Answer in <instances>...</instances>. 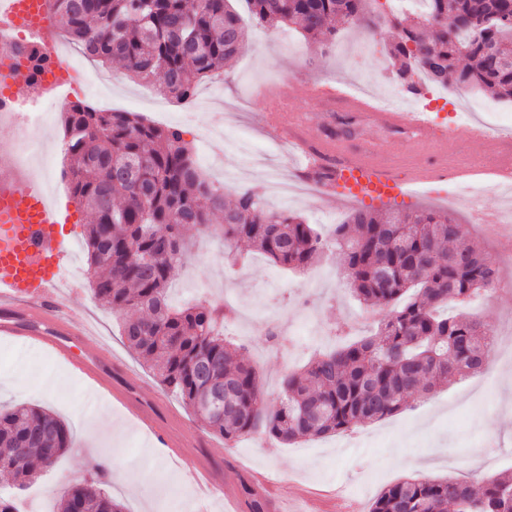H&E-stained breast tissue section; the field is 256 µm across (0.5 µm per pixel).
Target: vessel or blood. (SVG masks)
I'll list each match as a JSON object with an SVG mask.
<instances>
[{
	"label": "vessel or blood",
	"instance_id": "b4317fda",
	"mask_svg": "<svg viewBox=\"0 0 512 512\" xmlns=\"http://www.w3.org/2000/svg\"><path fill=\"white\" fill-rule=\"evenodd\" d=\"M9 18L19 27L38 36L48 56L56 54L54 21L46 0H10ZM64 68L55 61L46 70L45 92L55 90ZM380 125L413 134L422 145L451 143L458 137L457 127L440 129L420 112H377ZM477 154L471 169L487 170V155L512 150V137L490 139L479 130L469 132ZM305 159V175L314 178L316 170L327 167L329 177L322 188L327 196L344 195L360 202H388L398 197L401 186L390 167L369 152L355 151L343 157L334 147L312 144L304 134L294 137ZM0 152V336H28L60 361L69 360L71 342L88 343L92 334L84 315L71 302V289L61 278L66 261L62 248L63 229L72 213L68 204L50 201L37 178L15 167ZM74 368L103 393H111L103 354L82 358ZM147 428L172 458L186 461L190 473L199 482L201 492H209L214 482L208 465L189 457L183 435L169 422L148 419Z\"/></svg>",
	"mask_w": 512,
	"mask_h": 512
}]
</instances>
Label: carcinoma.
<instances>
[{
	"label": "carcinoma",
	"instance_id": "carcinoma-1",
	"mask_svg": "<svg viewBox=\"0 0 512 512\" xmlns=\"http://www.w3.org/2000/svg\"><path fill=\"white\" fill-rule=\"evenodd\" d=\"M255 23L293 25L310 40H335L336 25L370 36L390 26L394 82L420 93L415 76L436 85L489 92L512 101V0H426L418 22L381 19L373 0H244ZM56 26L92 59L121 62L134 76L163 79V93L187 102L198 83L224 69L242 49L245 24L231 0H51ZM28 83L50 60L39 43L27 48ZM69 184L90 211L86 240L94 298L124 311L121 336L166 390L226 440L261 429L294 444L397 414L409 397L489 367L491 324L460 308L499 284V272L475 245L459 246L464 225L431 208L350 211L325 239L302 217L271 210L239 188L224 202V185L207 178L185 131L132 112L74 104L63 116ZM222 214V223L213 216ZM224 240L236 265L246 241L275 266L304 271L336 252L340 274L358 300L387 313L376 335L312 358L285 377L269 400L255 368L216 329L210 302L175 307L169 284L187 255L184 229ZM67 425L46 408H0V471L24 489L71 447ZM240 493L250 512L267 502L246 479ZM124 512L103 482L76 485L59 502L74 512ZM512 512V478L414 476L387 486L370 512Z\"/></svg>",
	"mask_w": 512,
	"mask_h": 512
}]
</instances>
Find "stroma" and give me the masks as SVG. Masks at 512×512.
I'll return each mask as SVG.
<instances>
[{
	"label": "stroma",
	"mask_w": 512,
	"mask_h": 512,
	"mask_svg": "<svg viewBox=\"0 0 512 512\" xmlns=\"http://www.w3.org/2000/svg\"><path fill=\"white\" fill-rule=\"evenodd\" d=\"M245 26L241 52L218 75L200 82L189 103L171 101L159 83L135 81L116 63L101 70L102 82L112 84L111 101L102 100V82H96L59 103L45 133L54 195L70 196L62 114L71 104H88L137 113L162 126L186 127L197 164L211 180L250 189L262 205L288 208L326 235L331 231L327 218L344 221L351 205L319 191L285 204L271 196L265 164H277L289 177L299 175L302 165L283 131L266 124L267 113L281 110L300 117L304 133L318 143L339 125L335 106L314 94L324 85H365L376 96L394 92L400 107L410 111L434 100L443 105L450 121L493 102L490 95L474 90L426 86L418 95L400 91L385 55L386 44L394 39L387 28L374 41L354 28L340 31L324 52L293 30L275 32L250 20ZM351 127L345 148L374 147L394 164L402 181L409 178V165L419 155L452 156L469 150L464 130L454 143L419 150L410 136L386 131L362 117L352 119ZM394 206L445 210L465 224V243L481 247L502 273L498 288L481 293L470 310L490 321L495 336L512 333V251L503 245L504 238L512 237V226L474 222L465 204L426 194L405 195ZM69 230L64 242L71 261L84 269L73 295L75 305L96 326L119 371L133 377V398L143 403L147 414L173 419L188 453L209 459L225 491L238 493L240 476L253 480L265 475L274 483L275 497L294 512H369L385 487L407 477L512 475V390L500 384L503 370L512 371V357L499 354L492 356L486 371L450 381L429 396L412 399L401 413L345 433L293 445L259 430L229 441L212 433L130 353L119 333V312L96 301L90 290L86 225L73 224ZM185 238L190 256L171 283L174 301L207 299L240 308V315L225 324L224 336L259 372L269 399L279 396L284 375L316 353L373 334L383 315L352 297L335 255H326L306 271L291 272L246 246L242 259L231 267L218 238L193 227ZM270 317L285 340L279 354L270 352L259 333L260 322ZM17 403L53 411L71 432L72 450L25 491L27 500L45 512L67 487L95 477L108 460L114 463L115 478L105 487L126 512H223L219 499L206 501L197 494L182 467L155 455L152 434L137 420L25 338L0 342V404Z\"/></svg>",
	"instance_id": "obj_1"
}]
</instances>
